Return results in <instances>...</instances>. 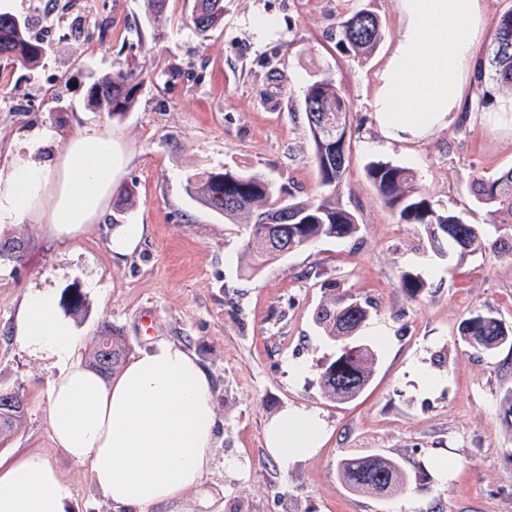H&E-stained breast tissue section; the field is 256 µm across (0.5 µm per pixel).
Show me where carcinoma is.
I'll return each instance as SVG.
<instances>
[{"mask_svg": "<svg viewBox=\"0 0 512 512\" xmlns=\"http://www.w3.org/2000/svg\"><path fill=\"white\" fill-rule=\"evenodd\" d=\"M224 21V0H194L192 23L198 34L205 36ZM384 37L380 17L361 7L338 23L337 45L359 58H368ZM47 46L28 35L26 19L9 11H0V59L27 69L43 62ZM479 84H491L502 93H512V6L496 19L491 49L484 56L475 75ZM144 83L143 73L132 64L121 66L109 76L90 84L87 104L104 108L122 117L132 111ZM306 116L319 115L322 136L310 131L320 185L332 187L340 181L346 168L348 153L336 148V141L351 138V110L335 81L320 77L303 91ZM367 174L386 205L406 224H421L432 248L443 252L452 246L460 257L491 247L512 253V236L489 240L483 229L444 207H438L417 183L416 173L391 161H373ZM477 202L488 208L492 223L499 229H512V166L492 176L475 174L470 180ZM188 195L208 210L230 222L248 225L246 251L249 269L257 271L284 254L283 248L298 250L322 239H344L360 229L357 216L336 204L331 197L300 199L293 194L281 198L272 181L260 172L242 171L232 166L203 169L186 180ZM28 244L17 236L0 242V260L19 263ZM325 299L314 313V321L324 335L346 345L336 358L320 372L324 394L342 401L348 393H362L369 385L376 356L371 347L357 340L358 331L371 315L369 301L339 293L340 283L325 281ZM459 336L472 347L495 351L512 340V328L488 308L463 319ZM128 355L122 337L106 327L96 338L89 365L102 376L117 375ZM25 410L0 408V446L22 425ZM337 475L355 492L380 497L402 488L407 476L398 462L379 453H351L340 459Z\"/></svg>", "mask_w": 512, "mask_h": 512, "instance_id": "1", "label": "carcinoma"}]
</instances>
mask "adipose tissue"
Returning <instances> with one entry per match:
<instances>
[{
	"label": "adipose tissue",
	"mask_w": 512,
	"mask_h": 512,
	"mask_svg": "<svg viewBox=\"0 0 512 512\" xmlns=\"http://www.w3.org/2000/svg\"><path fill=\"white\" fill-rule=\"evenodd\" d=\"M400 32L377 74L372 110L384 135L421 140L453 123L468 68L487 27L484 0H397ZM111 134L70 137L53 164L19 160L0 174V223L31 219L73 242L104 217L114 190ZM20 346L54 361L46 390L53 443L87 467L116 512H156L200 485L216 436L211 381L184 347L158 341L111 379L84 363L73 321L50 289L23 299ZM324 426L312 413L283 412L266 435L282 462L309 455ZM71 486L40 453L0 459V512H68Z\"/></svg>",
	"instance_id": "obj_1"
}]
</instances>
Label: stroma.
<instances>
[{
    "mask_svg": "<svg viewBox=\"0 0 512 512\" xmlns=\"http://www.w3.org/2000/svg\"><path fill=\"white\" fill-rule=\"evenodd\" d=\"M192 6L168 0L157 26L143 0H0L1 10L31 19L32 36L50 47L33 70L0 60V172L23 154L53 162L76 129H108L121 158L114 184L136 192L134 207L108 208L103 223L74 243L26 219L0 224L1 238L28 242L22 263H0V389L20 391L27 404L0 457L40 452L70 484V512H112L88 472L51 440L46 388L55 368L15 340L20 300L48 288L63 304L80 294L83 309L73 321L83 350L109 325L131 356L165 339L208 373L219 423L212 460L173 512H512V424L501 411L512 392V345L488 353L458 332L464 318L487 307L512 326V256L433 250L423 227L399 222L367 175L374 160L409 167L436 203L496 238L469 181L512 165V101L495 91L479 105L482 91L468 82L456 123L414 144L391 142L371 100L401 27L396 0H224L223 24L204 37L191 23ZM360 7L384 26L367 59L336 44L337 22ZM263 18L272 28L258 27ZM127 62L145 77L136 108L117 119L88 107L90 82ZM269 62L281 87L265 80ZM323 76L352 108L348 168L334 195L357 215L360 231L247 272L246 226L192 200L186 175L229 165L264 173L305 199L323 195L302 107L304 88ZM44 128L55 139L27 152ZM111 224L145 225L135 253L112 255ZM405 272L424 279L418 295L403 288ZM327 280L373 306L361 335L378 363L369 387L350 402L326 398L319 384L339 349L313 319ZM379 327L384 335H376ZM286 410L317 415L326 432L320 448L285 465L267 448L265 429ZM357 451L398 460L406 489L384 497L347 489L336 464Z\"/></svg>",
    "mask_w": 512,
    "mask_h": 512,
    "instance_id": "35a3bbf8",
    "label": "stroma"
}]
</instances>
